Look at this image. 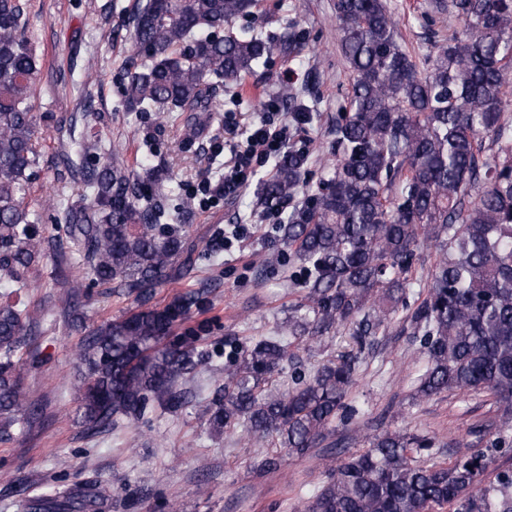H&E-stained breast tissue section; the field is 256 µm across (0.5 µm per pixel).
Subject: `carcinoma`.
<instances>
[{
  "label": "carcinoma",
  "instance_id": "1",
  "mask_svg": "<svg viewBox=\"0 0 512 512\" xmlns=\"http://www.w3.org/2000/svg\"><path fill=\"white\" fill-rule=\"evenodd\" d=\"M258 0H146L131 33L125 69L129 112H212L213 90L227 88L275 54L295 59L296 22L278 39L256 27L233 30ZM396 0H333L346 66L349 108L336 114L327 176L306 180L309 150L291 145L275 174L261 181L264 208L297 200L280 225L281 244L303 268L304 313L288 335L262 337L224 368L210 426L275 437L291 455L340 448L336 424L356 413L347 402L358 358L343 356L307 376L295 370L279 397L273 374L292 364L289 338L321 336L354 324L359 341L396 317L419 339L426 367L415 396L484 393L491 416L468 430L484 448L448 462H423L436 439L402 430L328 469L302 512H512V0H429L420 18L448 17L427 49L408 47ZM26 0H0V440L30 425L22 370L36 362L22 295L41 276L44 243L64 237L84 278L117 283L135 295V311L90 328L74 350L79 423L88 436L155 408L185 403L181 381L202 361L211 320L181 329L197 291L166 305L155 289L181 275L197 245L187 244L165 212L142 202L140 183L115 150L93 162L87 148L63 157L83 194L56 204L57 223H40L23 206L40 163L32 100L38 56ZM288 119L311 122L290 90ZM438 259L410 303L419 249ZM28 512H98L95 481L26 500Z\"/></svg>",
  "mask_w": 512,
  "mask_h": 512
}]
</instances>
